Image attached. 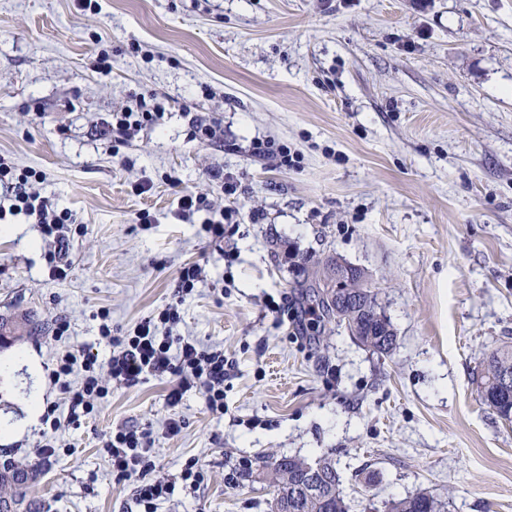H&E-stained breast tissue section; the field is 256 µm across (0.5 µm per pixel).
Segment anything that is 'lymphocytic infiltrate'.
Segmentation results:
<instances>
[{"instance_id": "f902f5d3", "label": "lymphocytic infiltrate", "mask_w": 512, "mask_h": 512, "mask_svg": "<svg viewBox=\"0 0 512 512\" xmlns=\"http://www.w3.org/2000/svg\"><path fill=\"white\" fill-rule=\"evenodd\" d=\"M165 108L161 102L139 100L136 109L116 112L108 124L110 133L124 138L131 131L154 125L163 117ZM31 172L15 173L0 162V182L13 181L15 194L8 208L11 215H22L38 224L45 237L55 243L65 240L64 229L71 216L68 211L55 210L40 193L29 190ZM201 279V269L191 264L181 268L180 290L175 303L166 305L157 314L143 319L132 330L121 336L113 335L109 312H102L99 336L111 349L107 361L109 380H102L96 370L97 360L90 353L66 352L59 359L53 372L54 381L68 401L72 419L92 414L98 404L112 392V383L137 385L148 377L173 375L177 384L167 395L169 407H177L186 391L198 388L202 391L208 409L215 414L224 412V352L207 348L197 341L172 335L171 329L181 316L179 305L185 302ZM80 371L78 382H70L73 371ZM148 433L137 428H125L110 432L102 439V448L112 463L116 479L122 480L139 475L140 484L135 490L136 501L142 512H158L169 499L173 482L151 478L155 464L147 455Z\"/></svg>"}]
</instances>
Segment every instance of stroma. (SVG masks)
<instances>
[{
    "label": "stroma",
    "mask_w": 512,
    "mask_h": 512,
    "mask_svg": "<svg viewBox=\"0 0 512 512\" xmlns=\"http://www.w3.org/2000/svg\"><path fill=\"white\" fill-rule=\"evenodd\" d=\"M150 95L158 125L104 135ZM215 119L223 141L195 137ZM259 141L293 165L255 155ZM0 158L72 215L63 281L37 225L0 219V315L38 324L0 346V462L39 466L41 512H140L136 478L115 480L101 448L131 426L175 483L159 512H266L272 487L239 462L327 452L350 512L419 492L447 512H512V427L474 384L512 339V0H0ZM182 189L204 201L187 219ZM222 210L215 242L202 224ZM332 257L366 271L392 356L310 325L301 283ZM187 264L204 279L172 333L223 350V416L195 388L170 408L165 376L113 384L67 422L58 357L91 352L106 373L99 311L123 335L174 301ZM34 401L59 428L30 420ZM194 458L192 488L180 472Z\"/></svg>",
    "instance_id": "stroma-1"
}]
</instances>
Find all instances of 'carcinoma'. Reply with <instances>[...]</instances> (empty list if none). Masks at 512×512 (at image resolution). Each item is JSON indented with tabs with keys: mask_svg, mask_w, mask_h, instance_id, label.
I'll list each match as a JSON object with an SVG mask.
<instances>
[{
	"mask_svg": "<svg viewBox=\"0 0 512 512\" xmlns=\"http://www.w3.org/2000/svg\"><path fill=\"white\" fill-rule=\"evenodd\" d=\"M340 270V261L330 259L315 274L313 288L321 281L334 277ZM364 271L349 281L345 289L356 303L341 309L340 323L346 324L358 342L384 356H391L397 349L396 332L390 321L375 328L364 323L368 313L364 304L370 301L373 291L367 287ZM477 390L484 405L501 419L512 417V345L504 343L495 347L481 362L476 379ZM262 478L274 488L268 503V512H349V504L342 491V476L331 454L309 460L296 455H283L269 459L261 472ZM35 476L12 461L0 464V508L13 504L16 512H40V505L30 496ZM385 512H446V502L432 494L419 493L384 504Z\"/></svg>",
	"mask_w": 512,
	"mask_h": 512,
	"instance_id": "1",
	"label": "carcinoma"
}]
</instances>
